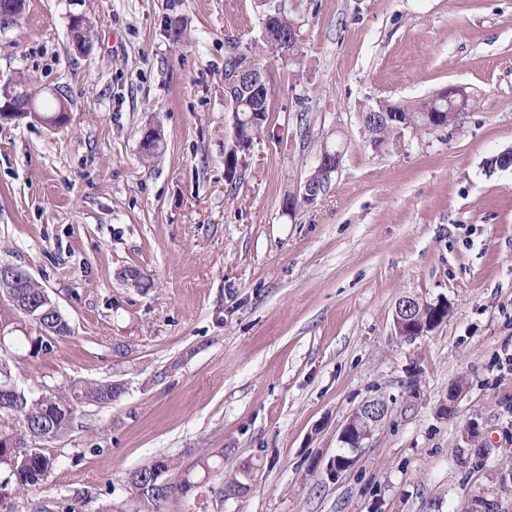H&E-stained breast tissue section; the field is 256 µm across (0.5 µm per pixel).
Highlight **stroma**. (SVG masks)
I'll return each instance as SVG.
<instances>
[{
	"label": "stroma",
	"mask_w": 512,
	"mask_h": 512,
	"mask_svg": "<svg viewBox=\"0 0 512 512\" xmlns=\"http://www.w3.org/2000/svg\"><path fill=\"white\" fill-rule=\"evenodd\" d=\"M286 6L304 77L268 58L272 124L234 188L224 56L260 38L261 0H27L0 26V81L31 79L69 109L58 130L0 123V262L28 270L73 328L35 358L24 323L1 330L13 379L126 386L40 441L57 467L0 512H61L79 494L83 512H129L127 475L161 456L191 482L163 512H466L471 494L499 496L512 473V169L486 162L512 148V0ZM77 16L92 23L85 55ZM451 84L475 97L459 127L366 147L361 106ZM149 124L164 146L146 160ZM329 134L342 152L329 188L285 210ZM127 267L148 287L123 283ZM406 294L451 305L411 344L393 330ZM457 385L455 415L439 418ZM371 398L387 418L332 477L338 435ZM217 450L228 474L259 459L245 498L204 473Z\"/></svg>",
	"instance_id": "obj_1"
}]
</instances>
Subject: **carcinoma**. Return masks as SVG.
Returning <instances> with one entry per match:
<instances>
[{"instance_id": "1", "label": "carcinoma", "mask_w": 512, "mask_h": 512, "mask_svg": "<svg viewBox=\"0 0 512 512\" xmlns=\"http://www.w3.org/2000/svg\"><path fill=\"white\" fill-rule=\"evenodd\" d=\"M262 26L271 37L262 43L252 42L230 55L224 63V100L231 112L232 137L224 146V179L231 184L239 180L240 167L255 139L266 130L272 112L271 84L263 91L254 89L247 75L267 69L265 58L271 54L283 63L293 62L299 54L300 25L282 6L263 12ZM361 114L384 112L386 118L361 121L368 146L385 151L399 143L408 130L420 133L437 124L448 122V102L437 96L393 103L388 100L360 108ZM44 293L38 282L16 297L7 281H0V324L24 321L38 332L28 337L29 354L36 356L53 350L54 344L71 336L69 322L60 316L41 315L46 309ZM14 354L0 348V385H13L11 362ZM124 389L110 381H90L81 385L59 387L39 395L23 390L0 403V496L40 485L57 466L56 458L29 442L55 440L71 428L76 412L85 405L108 406L118 401ZM176 469L173 459L160 456L129 475L132 512H162V506L173 493L170 474ZM222 493L227 498H242L251 490L249 479L241 473L222 477Z\"/></svg>"}]
</instances>
